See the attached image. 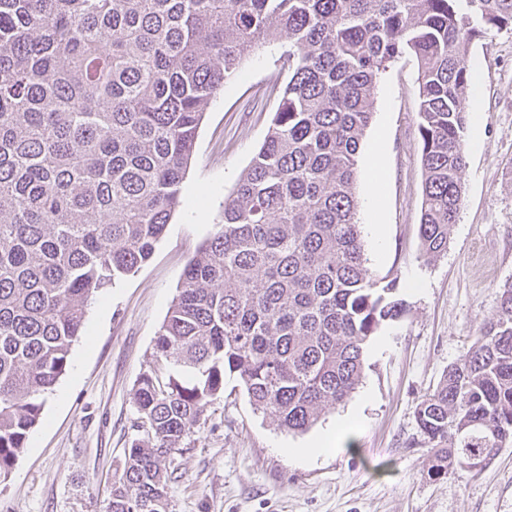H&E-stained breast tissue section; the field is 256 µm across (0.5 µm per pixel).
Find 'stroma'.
Returning <instances> with one entry per match:
<instances>
[{
	"label": "stroma",
	"mask_w": 512,
	"mask_h": 512,
	"mask_svg": "<svg viewBox=\"0 0 512 512\" xmlns=\"http://www.w3.org/2000/svg\"><path fill=\"white\" fill-rule=\"evenodd\" d=\"M277 58L275 47L258 48L225 84L198 131L182 206L152 257L90 300L65 374L46 396L24 451L0 477V512H106L125 450L138 436L137 379L153 361L182 270L215 231L288 81ZM467 65L481 74L480 130L464 141V192L448 250L429 262L418 237L416 65L401 58L378 80L358 156V221L367 267L398 278L409 308L369 342L358 388L307 431L288 432L254 411L241 383L225 377L223 394L166 462L169 512H512V445L483 469L459 467L435 479L415 421L421 399L463 358L512 280V31L473 41ZM379 136L386 171L378 238L365 203L368 156ZM200 186L207 218L197 223L190 210ZM345 420L353 423L354 447L306 461L288 456Z\"/></svg>",
	"instance_id": "obj_1"
}]
</instances>
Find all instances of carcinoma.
Instances as JSON below:
<instances>
[{"instance_id":"1","label":"carcinoma","mask_w":512,"mask_h":512,"mask_svg":"<svg viewBox=\"0 0 512 512\" xmlns=\"http://www.w3.org/2000/svg\"><path fill=\"white\" fill-rule=\"evenodd\" d=\"M512 0H0V475L39 423L90 299L136 273L182 203L202 120L258 45L288 72L224 217L190 259L137 383L107 512H169L167 458L224 391L289 432L358 387L407 311L365 266L357 158L387 64L418 70L420 255L463 194L472 41ZM442 477L512 444V281L416 408Z\"/></svg>"}]
</instances>
